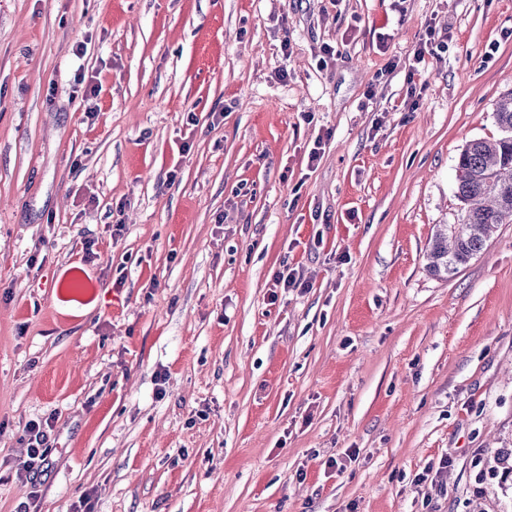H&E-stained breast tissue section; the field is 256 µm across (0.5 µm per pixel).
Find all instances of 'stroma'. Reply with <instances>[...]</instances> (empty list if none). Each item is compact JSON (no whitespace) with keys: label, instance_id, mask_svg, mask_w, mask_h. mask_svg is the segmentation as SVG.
Returning a JSON list of instances; mask_svg holds the SVG:
<instances>
[{"label":"stroma","instance_id":"1","mask_svg":"<svg viewBox=\"0 0 512 512\" xmlns=\"http://www.w3.org/2000/svg\"><path fill=\"white\" fill-rule=\"evenodd\" d=\"M511 90L512 0H0V512H512ZM435 30L433 25H427L425 29V34L422 35V38L419 39V43L413 51V56L410 59L408 57V61L404 62V69H408L409 77L414 75V71L418 70V66L422 63H426V55L431 57L438 56L436 50L433 47L432 38L434 36ZM501 137L471 140L455 166L456 195L463 204L458 224L437 228L427 253L434 275H449L485 248L498 224L512 223V92L496 103ZM28 437L27 458L22 468L27 472L38 471L48 464L50 445L46 430L35 422H30L25 428Z\"/></svg>","mask_w":512,"mask_h":512}]
</instances>
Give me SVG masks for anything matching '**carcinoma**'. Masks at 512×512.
<instances>
[{
	"mask_svg": "<svg viewBox=\"0 0 512 512\" xmlns=\"http://www.w3.org/2000/svg\"><path fill=\"white\" fill-rule=\"evenodd\" d=\"M501 137L471 140L455 166L456 195L463 204L458 223L437 228L427 253L434 275H449L485 248L500 224L512 223V92L496 103Z\"/></svg>",
	"mask_w": 512,
	"mask_h": 512,
	"instance_id": "1",
	"label": "carcinoma"
}]
</instances>
